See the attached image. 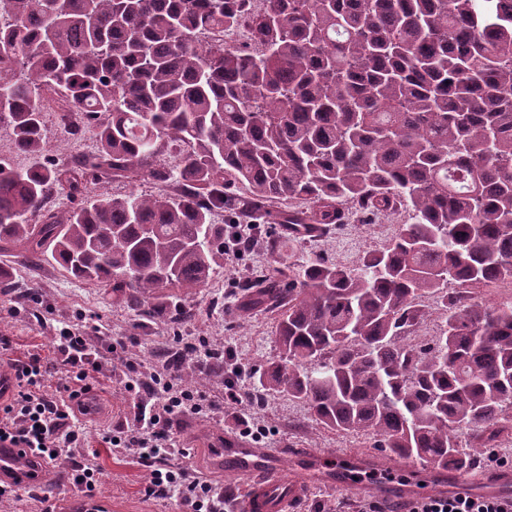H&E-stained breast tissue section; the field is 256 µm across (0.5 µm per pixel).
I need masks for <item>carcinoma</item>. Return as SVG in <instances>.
I'll list each match as a JSON object with an SVG mask.
<instances>
[{
  "label": "carcinoma",
  "instance_id": "obj_1",
  "mask_svg": "<svg viewBox=\"0 0 512 512\" xmlns=\"http://www.w3.org/2000/svg\"><path fill=\"white\" fill-rule=\"evenodd\" d=\"M0 0V128L41 153L52 103L96 122L73 165L0 166V253L46 257L118 300H179L224 258L223 213L321 235L346 201L403 203L412 223L357 267L282 266L240 283L280 313L282 359L261 385L315 421L367 432L433 469L467 467L512 430V0ZM247 23L254 50L201 44ZM176 151L173 170L156 164ZM146 175L175 195H102L88 178ZM248 184L249 200L230 195ZM78 202L61 215L49 191ZM304 197L308 211L271 210ZM439 294L430 343L408 341ZM473 431L468 452L457 431Z\"/></svg>",
  "mask_w": 512,
  "mask_h": 512
}]
</instances>
